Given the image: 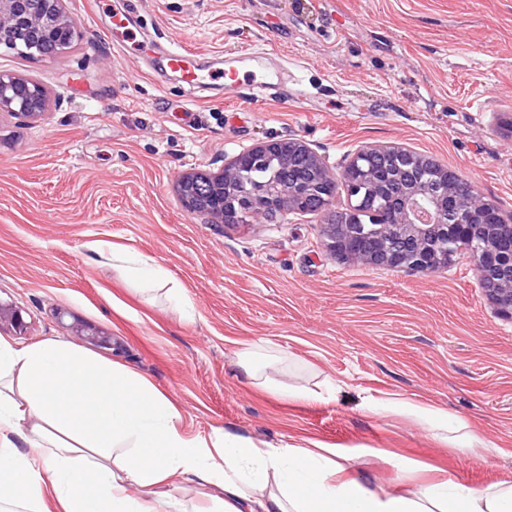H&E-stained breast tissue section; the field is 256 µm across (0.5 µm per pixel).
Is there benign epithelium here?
<instances>
[{
	"instance_id": "7a95c632",
	"label": "benign epithelium",
	"mask_w": 512,
	"mask_h": 512,
	"mask_svg": "<svg viewBox=\"0 0 512 512\" xmlns=\"http://www.w3.org/2000/svg\"><path fill=\"white\" fill-rule=\"evenodd\" d=\"M64 0H42V9L30 13L26 0H0V45L29 56L44 43L61 52L74 38L75 27ZM47 92L35 80L0 74V112L36 117L45 111ZM277 163L279 175L262 189L263 202H245L238 193L243 164ZM364 179L377 197L390 199L392 210L385 224H352L354 206L340 223L326 224L323 245L329 255L354 263L400 270L434 272L457 255L455 244L469 243V254L488 300L512 319V216L489 220L495 207L481 195L459 202L464 179L433 159L401 146L365 147L352 155L341 174L331 172L306 143L298 138L265 141L232 157L221 173L207 178L210 195L201 197L193 187L195 176L182 178L184 204L192 213L224 223V211H239L243 223L264 222L265 212L299 213L307 198L322 193L325 208L334 206L336 185L343 184L355 198L358 179ZM76 333L88 344L112 349V337L90 325Z\"/></svg>"
}]
</instances>
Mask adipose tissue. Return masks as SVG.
<instances>
[{"instance_id": "ef3b65f1", "label": "adipose tissue", "mask_w": 512, "mask_h": 512, "mask_svg": "<svg viewBox=\"0 0 512 512\" xmlns=\"http://www.w3.org/2000/svg\"><path fill=\"white\" fill-rule=\"evenodd\" d=\"M86 248L134 290L193 318L183 285L153 257L100 240ZM235 364L282 399L336 392L329 380L312 389L268 378L281 359L256 347L238 351ZM369 408L415 418L477 457L493 453L436 408L406 400ZM182 420L170 397L124 365L58 339L21 346L0 336V512H512V483L446 479L397 493L349 474L334 450L260 445L221 428L189 436ZM184 487L208 489L206 507L178 498Z\"/></svg>"}]
</instances>
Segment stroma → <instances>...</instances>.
Returning a JSON list of instances; mask_svg holds the SVG:
<instances>
[{"instance_id": "1", "label": "stroma", "mask_w": 512, "mask_h": 512, "mask_svg": "<svg viewBox=\"0 0 512 512\" xmlns=\"http://www.w3.org/2000/svg\"><path fill=\"white\" fill-rule=\"evenodd\" d=\"M77 35L58 56L0 49V74L47 91L38 118L0 114V335L72 344L77 324L111 336L124 364L168 394L183 430L222 427L258 443L336 451L363 481L445 477L512 483V319L489 303L472 261L422 273L352 263L322 246L324 214L278 224H209L180 195L184 175L271 139L297 137L333 172L363 146L400 145L512 213V0H65ZM142 38L216 53L263 48L309 90L307 109L226 102L219 86L122 55L113 12ZM90 240L152 256L183 283L187 320L150 305L98 265ZM247 344L292 353L333 398L288 402L233 365ZM373 399L421 402L496 447L479 459Z\"/></svg>"}]
</instances>
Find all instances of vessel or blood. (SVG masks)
I'll return each instance as SVG.
<instances>
[{
	"mask_svg": "<svg viewBox=\"0 0 512 512\" xmlns=\"http://www.w3.org/2000/svg\"><path fill=\"white\" fill-rule=\"evenodd\" d=\"M108 34L122 52L135 44L137 38L128 18L122 14L113 15ZM200 58V53L174 48L163 55L166 67L179 73L186 82L197 84L206 79H221L224 97L228 100L258 98L267 90L273 91L275 99L289 100L301 106L309 98L305 90L289 91L286 73L271 64L266 50L225 53L219 57L217 67L210 69L203 68Z\"/></svg>",
	"mask_w": 512,
	"mask_h": 512,
	"instance_id": "1",
	"label": "vessel or blood"
}]
</instances>
